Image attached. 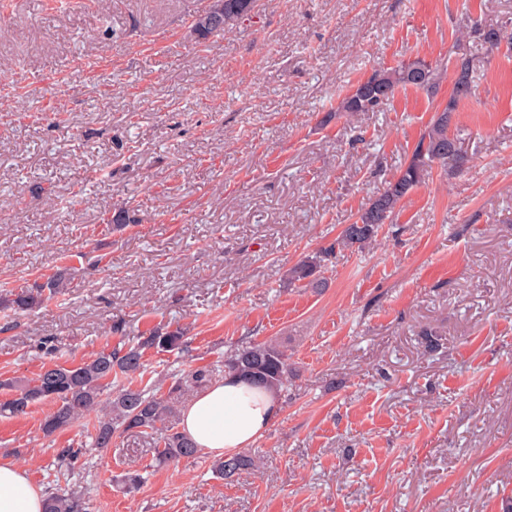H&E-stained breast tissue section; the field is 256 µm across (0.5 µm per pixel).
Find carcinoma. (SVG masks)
<instances>
[{"mask_svg": "<svg viewBox=\"0 0 512 512\" xmlns=\"http://www.w3.org/2000/svg\"><path fill=\"white\" fill-rule=\"evenodd\" d=\"M216 4L224 5V26H199L196 28L197 39L206 41L215 34L232 30L253 12L255 0H216ZM440 78L439 67L421 59L380 69L343 97L338 111L378 112L398 89L413 87L429 91L436 88ZM473 83L470 61L464 57L458 58L454 65L453 89L448 102L441 109V114L420 135L409 162L358 211L356 220L344 227L336 243L324 249L321 255L305 258L290 269L291 283L312 288L321 286V269L327 266L336 249L364 248L375 240L383 225L392 223L396 209L421 184L429 169L435 165L445 171L458 167L461 158L455 141L448 136L449 116L455 111L460 99L471 94ZM62 288L63 281L52 278L44 284L1 297L0 308L14 311L31 309L40 305L45 295L54 296ZM183 343L184 334L178 328L166 332L151 331L140 337L135 346L103 350L78 365L56 364L42 370L29 382L7 379L0 386L10 389L12 394L10 398L0 401V416H24L31 407L50 402L54 404L55 410L44 419L42 430L45 435L51 436L72 427L79 418L97 410L101 406L104 391L113 385L115 391L108 398V412L94 427L96 447L107 449L117 432L149 433L164 426L175 414L174 403L184 386L188 383L200 384L216 372L276 393L288 384V354L272 340L248 342L225 355L221 363L209 369H197L174 378L165 395L139 388L131 382L113 384L119 378L126 379L145 371V350L155 347L165 351L179 350ZM162 442L163 449L159 452V460L162 462L191 458L198 453V446L179 431L166 434ZM249 463L250 460L242 455L224 456L214 461L213 471L222 480ZM84 510L83 498L74 491H56L46 495L44 512Z\"/></svg>", "mask_w": 512, "mask_h": 512, "instance_id": "obj_1", "label": "carcinoma"}]
</instances>
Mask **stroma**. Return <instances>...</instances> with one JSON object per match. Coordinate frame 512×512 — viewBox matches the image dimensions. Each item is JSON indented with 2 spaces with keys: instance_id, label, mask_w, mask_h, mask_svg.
<instances>
[{
  "instance_id": "35a3bbf8",
  "label": "stroma",
  "mask_w": 512,
  "mask_h": 512,
  "mask_svg": "<svg viewBox=\"0 0 512 512\" xmlns=\"http://www.w3.org/2000/svg\"><path fill=\"white\" fill-rule=\"evenodd\" d=\"M208 0H0V293L65 279L0 313V379L75 365L152 328L147 385L275 340L278 418L221 481L212 455L159 463L151 439L92 445L96 414L45 435L52 406L0 418V451L89 512H502L512 498V0H256L197 42ZM469 58L432 168L322 288L288 282L408 163ZM422 59L434 92L338 111L375 70ZM138 223L112 225L114 209ZM81 455L68 479L57 455ZM144 482L136 491L126 473ZM63 288L61 278L48 279L44 284H37L33 288H26L10 296L0 298V308L23 311L40 305L44 301L45 292L47 298L59 294Z\"/></svg>"
}]
</instances>
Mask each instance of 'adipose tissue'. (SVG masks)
Listing matches in <instances>:
<instances>
[{"instance_id": "ef3b65f1", "label": "adipose tissue", "mask_w": 512, "mask_h": 512, "mask_svg": "<svg viewBox=\"0 0 512 512\" xmlns=\"http://www.w3.org/2000/svg\"><path fill=\"white\" fill-rule=\"evenodd\" d=\"M279 413L277 394L227 376L183 409L180 429L204 452L221 456L251 445ZM43 507L44 496L25 470L0 456V512H43Z\"/></svg>"}]
</instances>
